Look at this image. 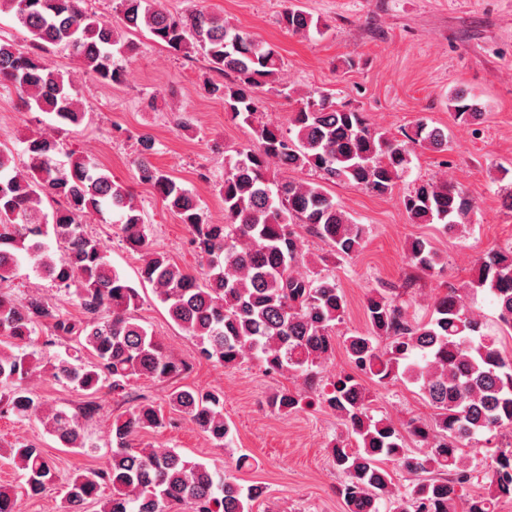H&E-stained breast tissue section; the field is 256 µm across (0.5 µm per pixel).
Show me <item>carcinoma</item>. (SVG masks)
<instances>
[{
    "label": "carcinoma",
    "instance_id": "cac0c4a2",
    "mask_svg": "<svg viewBox=\"0 0 512 512\" xmlns=\"http://www.w3.org/2000/svg\"><path fill=\"white\" fill-rule=\"evenodd\" d=\"M82 3L0 0V12L12 14L34 46L23 52L0 38V81L11 83L28 109L51 114L59 123L55 133L24 139L20 162L0 151V282L27 260L59 287H76L80 308L74 318L37 291L23 298L0 292V336L13 344L11 350L0 349V385L8 387L0 396L5 412L22 419L37 416L62 446L86 447L83 420L94 414L93 405L72 415L50 411L22 384L36 370L24 345L44 323L53 335L76 342L73 360L58 359L54 376L88 396L105 385L123 396L133 379L169 380L185 370L138 322L137 289L84 229L82 219L97 215L118 227L125 246L142 255V281L153 287L171 320L197 340L204 358L233 367L252 357L267 372L292 371L317 386L320 403L336 414L347 434L331 449L333 465L343 475L338 492L345 512H452L477 471L465 448L479 437L498 440L490 464L492 491L470 496L467 512H497L500 502L512 500V358L495 337L481 332L480 316L465 301L470 294L488 292L502 328L512 331V247L490 249L473 278L436 297L422 322L408 319L392 299L372 292L365 302L368 330L344 340L353 372L319 385L318 368L335 351L334 329L347 303L335 279L307 267L295 227L303 226L340 256L357 254L366 228L350 219L325 185L345 183L373 195L390 194L418 151L448 149V131L419 120L411 130L393 135L374 127L363 112L338 105L335 93L325 90L300 99L289 116L291 131H285L259 113L261 94L283 85L284 62L273 45L203 12L173 15L160 0H115L124 28L144 27L155 42L174 51L191 46L211 71L232 76L228 82L210 81L205 89L224 101L231 120L252 129V144L235 151L224 169L222 224L211 223L191 191L148 161L153 142L141 137L143 152L135 162L139 180L188 226L195 250L206 261L203 272H187L167 253L151 248L130 191L61 139L63 127L82 124L86 112L79 87L49 65L46 54L67 50L93 80L120 85L124 62L136 49L111 20ZM279 24L292 33H322L320 20L293 6L283 10ZM448 102L457 122L482 123L485 107L476 99L455 92ZM295 170L310 171L315 179L288 178ZM46 199L56 203L49 213L42 209ZM402 203L412 223L440 224L446 233L470 223L474 210L464 187L446 179L415 185ZM408 258L426 270L440 264L423 238L409 242ZM363 375L383 385L401 378L418 384L435 409L433 419H411L399 429L390 419L374 416ZM303 401L301 394L284 388L270 405L287 415L302 409ZM168 404L220 446L232 434L219 392L175 389ZM164 424L161 410L144 401L113 417L112 456L104 467L70 479L62 512H85L89 502L99 506L98 512H253L258 487H244L172 448L132 446L133 438ZM406 434L428 453L411 454ZM11 453L25 471L31 494L43 493L54 480L43 450L22 444L12 446ZM388 461L426 477L396 496Z\"/></svg>",
    "mask_w": 512,
    "mask_h": 512
}]
</instances>
